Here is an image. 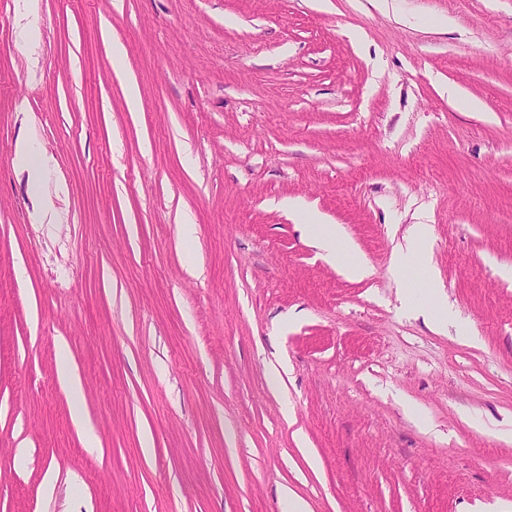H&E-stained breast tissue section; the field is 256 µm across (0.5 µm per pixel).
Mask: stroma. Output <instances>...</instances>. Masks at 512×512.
I'll return each mask as SVG.
<instances>
[{
  "instance_id": "obj_1",
  "label": "stroma",
  "mask_w": 512,
  "mask_h": 512,
  "mask_svg": "<svg viewBox=\"0 0 512 512\" xmlns=\"http://www.w3.org/2000/svg\"><path fill=\"white\" fill-rule=\"evenodd\" d=\"M416 224L442 331L391 266ZM286 487L512 512V0H0V512H284ZM14 163L30 176L36 174L44 164V159L29 140L20 139L16 144ZM304 224L322 257L336 264L351 279H363L370 274L366 260L345 243L343 228L336 224H323L320 217H308Z\"/></svg>"
}]
</instances>
